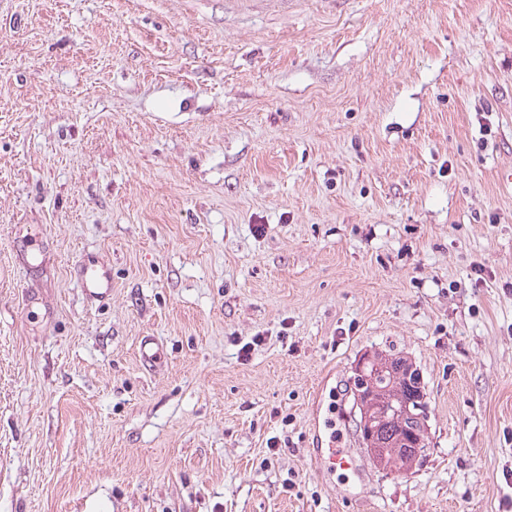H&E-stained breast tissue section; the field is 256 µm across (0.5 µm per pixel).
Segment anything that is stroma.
Listing matches in <instances>:
<instances>
[{"mask_svg": "<svg viewBox=\"0 0 512 512\" xmlns=\"http://www.w3.org/2000/svg\"><path fill=\"white\" fill-rule=\"evenodd\" d=\"M0 512H512V0H0ZM78 278L85 296L101 300L112 294V271L99 257L84 256L78 263ZM373 360L372 352H365L359 359L355 366V378H354V396L356 406L361 408V417L357 419V426L359 433H362L363 442L368 448H364L367 455L372 459L374 464L379 468L391 472H398L391 468V463L387 462V457L393 459L395 464L400 463V469L409 470L415 465H420L425 455H418L422 451H426L428 442L426 437L419 435V430L425 427L424 424L413 422L411 423L410 418H398L401 415L408 413L409 416L415 417L421 421L427 416L429 412L428 404H425L426 396L422 397V392L419 395H414L409 399L399 401L398 405H394L393 402H387L385 405L378 407L377 405L371 406L374 397V388L369 381L370 373L366 371V366ZM416 401V404L411 408V403ZM392 416L397 417V420L389 421L384 423L380 432V440H382V450L386 452V456H380L378 450L377 429L382 418ZM409 432L417 433L414 437L417 438L416 443L418 444L417 453L415 454L411 449L406 440L400 439L406 437L409 441ZM424 448L422 449V447ZM398 462V463H397ZM401 473V472H398ZM380 359L377 362L376 373V389L375 397L378 400H389L391 398L409 397L420 391V383L417 382L419 375L414 377V368L406 363L402 357L394 354H383L376 352ZM408 369V373L412 372L411 376L406 379H401L404 370ZM409 382V383H408ZM415 390H414V389Z\"/></svg>", "mask_w": 512, "mask_h": 512, "instance_id": "stroma-1", "label": "stroma"}]
</instances>
